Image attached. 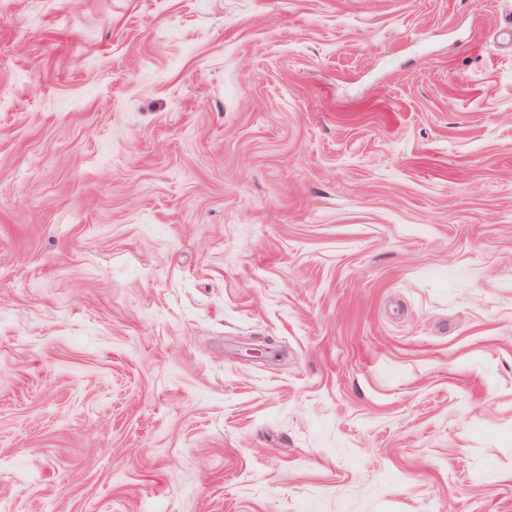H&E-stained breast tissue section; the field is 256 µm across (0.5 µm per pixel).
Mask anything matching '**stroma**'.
<instances>
[{
  "label": "stroma",
  "mask_w": 512,
  "mask_h": 512,
  "mask_svg": "<svg viewBox=\"0 0 512 512\" xmlns=\"http://www.w3.org/2000/svg\"><path fill=\"white\" fill-rule=\"evenodd\" d=\"M0 512H512V0H0Z\"/></svg>",
  "instance_id": "35a3bbf8"
}]
</instances>
